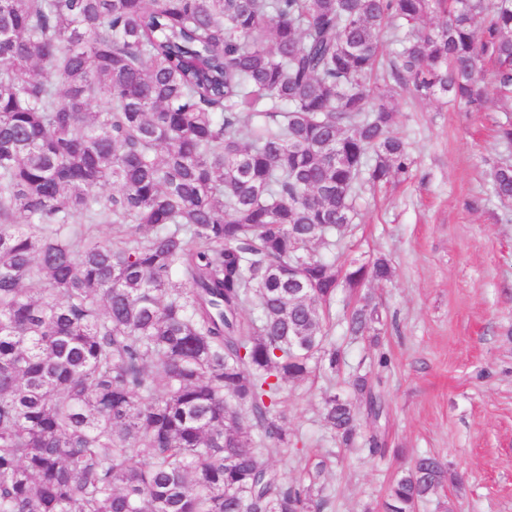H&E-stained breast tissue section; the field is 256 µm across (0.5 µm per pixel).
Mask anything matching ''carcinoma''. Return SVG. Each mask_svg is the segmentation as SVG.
<instances>
[{"label": "carcinoma", "instance_id": "obj_1", "mask_svg": "<svg viewBox=\"0 0 512 512\" xmlns=\"http://www.w3.org/2000/svg\"><path fill=\"white\" fill-rule=\"evenodd\" d=\"M486 59L512 99V0H0V512H319L325 460L269 465L299 443L280 395L345 364L340 285L392 276L323 253L358 189L411 176L396 89L479 112ZM321 416L354 445L356 405ZM447 485L417 455L386 512Z\"/></svg>", "mask_w": 512, "mask_h": 512}]
</instances>
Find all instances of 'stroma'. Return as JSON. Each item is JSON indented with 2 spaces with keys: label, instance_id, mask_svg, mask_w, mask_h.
Instances as JSON below:
<instances>
[{
  "label": "stroma",
  "instance_id": "35a3bbf8",
  "mask_svg": "<svg viewBox=\"0 0 512 512\" xmlns=\"http://www.w3.org/2000/svg\"><path fill=\"white\" fill-rule=\"evenodd\" d=\"M396 127L416 164L410 180L354 200L352 230L337 265L386 257L390 281L339 288L329 339L346 364L336 377L285 387L279 409L303 440L269 463L288 483L327 458L323 512H384L388 485L416 455L448 465L447 508L418 512H512V203L493 193L492 167L512 160L496 136L512 101L489 90L484 111L433 97H395ZM376 306L380 342L350 339L343 315ZM390 365L377 370L379 355ZM371 373L384 407L361 419L354 447L333 442L321 417L325 389L350 394L356 371ZM378 436L382 448L369 454Z\"/></svg>",
  "mask_w": 512,
  "mask_h": 512
}]
</instances>
